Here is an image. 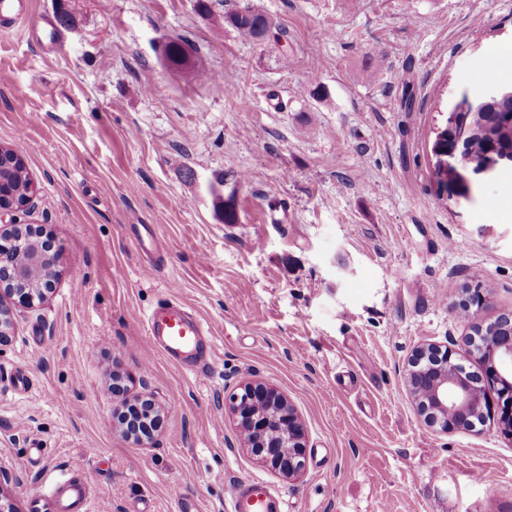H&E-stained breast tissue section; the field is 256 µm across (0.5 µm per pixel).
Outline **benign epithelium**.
Here are the masks:
<instances>
[{
  "mask_svg": "<svg viewBox=\"0 0 512 512\" xmlns=\"http://www.w3.org/2000/svg\"><path fill=\"white\" fill-rule=\"evenodd\" d=\"M499 89L481 104L466 100L458 104L448 120L446 129L452 134L454 146L441 140L438 147V172L442 183L463 180L461 171L472 169L483 172L494 168L500 161H512V152L489 148L478 164L463 155L462 138L466 133L467 117L478 106H486L511 95ZM36 193L34 183H29L24 198L0 204V214L11 213L13 220L0 225V290L9 298H17L24 308L35 307L45 292L52 288L56 274L55 254L47 241L20 220L18 213L25 211ZM25 240L36 244L31 256L34 265H45L47 275L37 288H23L24 272L15 266L14 250ZM13 336L12 307L0 302V346L11 342ZM476 353L483 361L492 362L487 379L500 385L506 405L499 415L501 429L512 436V313L498 323L497 331L481 333ZM406 374L419 411L433 426L443 432L473 431L491 411V404L478 382L471 381L460 372V363L451 350L421 347L408 361ZM230 410L236 416L241 435L252 453L272 471L294 478L305 467V425L277 388L257 381H248L241 393L233 395ZM123 434L142 445L152 439L157 427H139L138 423L121 424Z\"/></svg>",
  "mask_w": 512,
  "mask_h": 512,
  "instance_id": "obj_1",
  "label": "benign epithelium"
}]
</instances>
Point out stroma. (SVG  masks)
<instances>
[{
	"label": "stroma",
	"instance_id": "stroma-1",
	"mask_svg": "<svg viewBox=\"0 0 512 512\" xmlns=\"http://www.w3.org/2000/svg\"><path fill=\"white\" fill-rule=\"evenodd\" d=\"M208 2L23 0L27 19L0 20V144L38 188L23 220L59 271L0 347V494L32 512L77 467L88 512H180L177 483L225 512L247 476L286 512H512V438L492 419L429 427L405 375L418 346L461 351L512 311V164L445 186L433 150L461 99L506 85L512 0ZM246 5L279 40L214 26ZM64 12L54 43L29 25ZM179 35L186 70L162 54ZM165 302L209 325L207 377L145 360ZM116 371L164 409L148 445L121 432ZM248 380L302 417L300 477L245 448L228 406Z\"/></svg>",
	"mask_w": 512,
	"mask_h": 512
}]
</instances>
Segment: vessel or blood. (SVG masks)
Returning <instances> with one entry per match:
<instances>
[{
    "mask_svg": "<svg viewBox=\"0 0 512 512\" xmlns=\"http://www.w3.org/2000/svg\"><path fill=\"white\" fill-rule=\"evenodd\" d=\"M147 354L163 353L198 377L207 376L209 362L197 358L209 330L183 307L169 304L147 316ZM87 487L79 476L56 484L48 497L36 501L34 512H86ZM227 512H285L282 495L262 479L247 477L227 489Z\"/></svg>",
    "mask_w": 512,
    "mask_h": 512,
    "instance_id": "obj_1",
    "label": "vessel or blood"
}]
</instances>
